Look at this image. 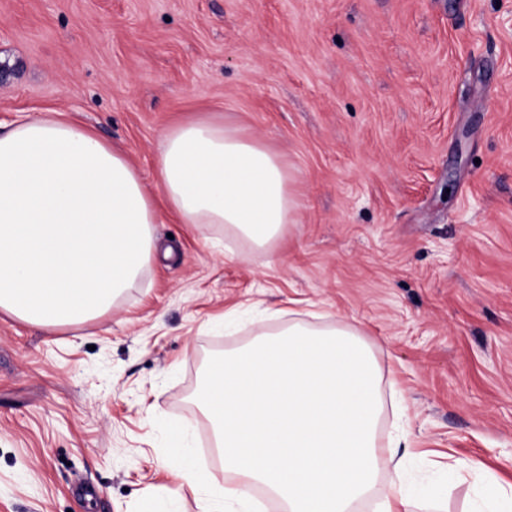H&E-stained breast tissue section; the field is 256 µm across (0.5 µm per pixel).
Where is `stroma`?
I'll list each match as a JSON object with an SVG mask.
<instances>
[{
  "label": "stroma",
  "mask_w": 512,
  "mask_h": 512,
  "mask_svg": "<svg viewBox=\"0 0 512 512\" xmlns=\"http://www.w3.org/2000/svg\"><path fill=\"white\" fill-rule=\"evenodd\" d=\"M44 112L150 181L167 126L223 121L301 207L267 250L163 216L95 320L0 313V512H200L184 462L236 477L193 392L292 321L370 345L412 512L512 483V0H0V128Z\"/></svg>",
  "instance_id": "35a3bbf8"
}]
</instances>
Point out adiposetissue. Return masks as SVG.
<instances>
[{
    "label": "adipose tissue",
    "instance_id": "adipose-tissue-1",
    "mask_svg": "<svg viewBox=\"0 0 512 512\" xmlns=\"http://www.w3.org/2000/svg\"><path fill=\"white\" fill-rule=\"evenodd\" d=\"M148 185L124 153L49 112L0 132V311L37 327L92 320L154 256L157 198L184 224H221L259 250L295 223L288 166L216 121L166 128ZM197 400L238 480L202 512H247L262 486L285 512H410L391 441L377 440L380 371L350 323L300 322L216 358Z\"/></svg>",
    "mask_w": 512,
    "mask_h": 512
}]
</instances>
